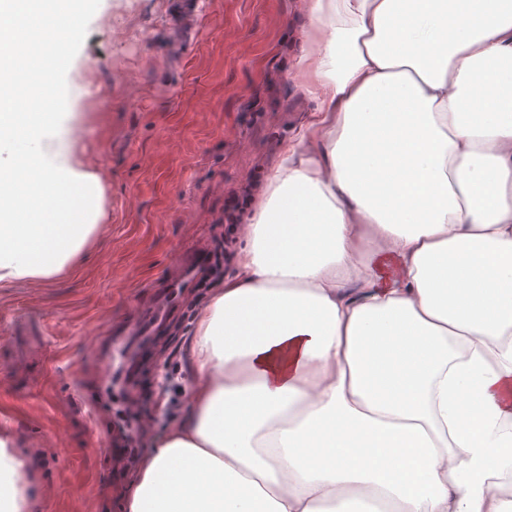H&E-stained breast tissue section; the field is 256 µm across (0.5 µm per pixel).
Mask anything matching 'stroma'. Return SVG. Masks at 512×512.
I'll return each instance as SVG.
<instances>
[{
  "mask_svg": "<svg viewBox=\"0 0 512 512\" xmlns=\"http://www.w3.org/2000/svg\"><path fill=\"white\" fill-rule=\"evenodd\" d=\"M62 2L87 16L62 66L105 216L68 271L0 288V438L39 456L32 512H124L129 479L188 405L179 354L217 280L180 291L136 373L113 367L112 327L154 302L186 249L229 269L315 107L296 75L308 0Z\"/></svg>",
  "mask_w": 512,
  "mask_h": 512,
  "instance_id": "obj_1",
  "label": "stroma"
}]
</instances>
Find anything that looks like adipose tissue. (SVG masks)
Masks as SVG:
<instances>
[{
	"instance_id": "ef3b65f1",
	"label": "adipose tissue",
	"mask_w": 512,
	"mask_h": 512,
	"mask_svg": "<svg viewBox=\"0 0 512 512\" xmlns=\"http://www.w3.org/2000/svg\"><path fill=\"white\" fill-rule=\"evenodd\" d=\"M316 106L185 341L189 409L128 512H512V0H311ZM61 111L12 126L0 285L104 216ZM0 440V512L34 492Z\"/></svg>"
}]
</instances>
